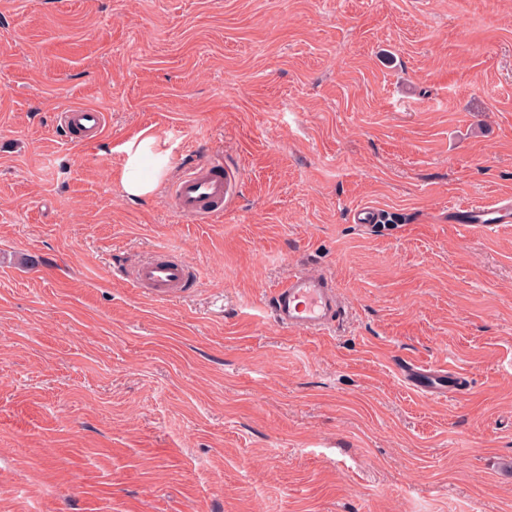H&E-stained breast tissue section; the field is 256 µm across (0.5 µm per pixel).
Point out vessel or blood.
I'll return each instance as SVG.
<instances>
[{
    "label": "vessel or blood",
    "instance_id": "obj_1",
    "mask_svg": "<svg viewBox=\"0 0 512 512\" xmlns=\"http://www.w3.org/2000/svg\"><path fill=\"white\" fill-rule=\"evenodd\" d=\"M63 124L84 141L102 134L106 117L92 107L74 105L61 114ZM237 193L231 171L215 163L201 164L184 175L170 191L173 210L197 223L207 224L223 216L224 206ZM456 224L491 225L512 223V202L466 206L452 218ZM187 265L178 259L158 257L142 262L129 276L133 287L151 290L164 297L186 285ZM271 314L282 328L311 334L332 329L341 314V303L329 279L319 273H292L271 296ZM410 388L435 396L456 395L462 388L456 376L443 369L414 365L402 373Z\"/></svg>",
    "mask_w": 512,
    "mask_h": 512
}]
</instances>
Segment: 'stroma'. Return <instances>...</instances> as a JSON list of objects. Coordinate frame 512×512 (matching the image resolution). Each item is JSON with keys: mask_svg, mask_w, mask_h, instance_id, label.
Wrapping results in <instances>:
<instances>
[{"mask_svg": "<svg viewBox=\"0 0 512 512\" xmlns=\"http://www.w3.org/2000/svg\"><path fill=\"white\" fill-rule=\"evenodd\" d=\"M213 159L197 224L169 191ZM501 198L512 0H0V512H512V224L448 221ZM159 248L164 299L128 278ZM298 269L329 332L270 315ZM62 123L71 129L81 140H94L102 134L105 114L92 107L74 105L67 107L61 114ZM151 142V138H146L139 144L131 143L126 148L127 160L121 176V186L123 192L129 197L147 196L160 184L168 158L158 155L153 161L152 170L148 172L144 154L146 146ZM237 194L234 174L223 164H200L173 185V210L196 223L208 224L224 215V205ZM188 266L179 259L158 257L142 262L129 275L134 288H146L164 297L186 285ZM270 309L274 321L282 328L323 334L335 326L341 303L326 276L300 270L275 289ZM404 383L410 388L435 396L456 395L463 391L462 381L444 369L411 365L402 373Z\"/></svg>", "mask_w": 512, "mask_h": 512, "instance_id": "stroma-1", "label": "stroma"}]
</instances>
